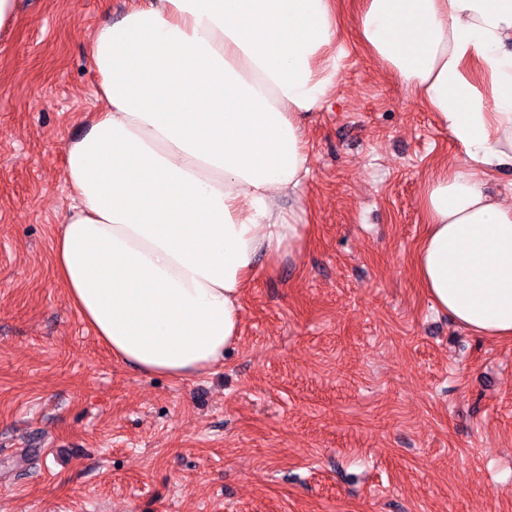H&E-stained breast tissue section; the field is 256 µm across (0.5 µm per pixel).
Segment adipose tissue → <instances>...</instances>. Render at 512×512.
Here are the masks:
<instances>
[{
	"label": "adipose tissue",
	"instance_id": "obj_1",
	"mask_svg": "<svg viewBox=\"0 0 512 512\" xmlns=\"http://www.w3.org/2000/svg\"><path fill=\"white\" fill-rule=\"evenodd\" d=\"M358 38L462 147L424 189L414 270L462 329L512 340V0H364ZM334 0H151L89 47L101 108L66 147L56 268L113 357L185 379L223 363L259 257L299 254L305 113L340 79ZM485 188L508 201L512 200V168H505L491 173L484 178Z\"/></svg>",
	"mask_w": 512,
	"mask_h": 512
}]
</instances>
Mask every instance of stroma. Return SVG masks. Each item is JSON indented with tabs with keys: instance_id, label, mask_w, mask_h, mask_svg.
<instances>
[{
	"instance_id": "1",
	"label": "stroma",
	"mask_w": 512,
	"mask_h": 512,
	"mask_svg": "<svg viewBox=\"0 0 512 512\" xmlns=\"http://www.w3.org/2000/svg\"><path fill=\"white\" fill-rule=\"evenodd\" d=\"M306 119L301 254L260 263L240 337L181 380L117 362L53 241L65 148L100 106L89 44L131 0H24L0 31V512H512V341L435 311L424 181L461 147L366 52Z\"/></svg>"
}]
</instances>
